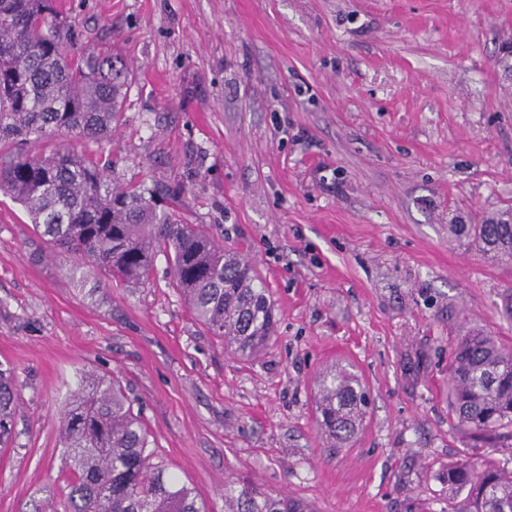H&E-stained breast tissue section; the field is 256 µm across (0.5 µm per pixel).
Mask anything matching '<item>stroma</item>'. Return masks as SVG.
<instances>
[{
	"label": "stroma",
	"instance_id": "stroma-1",
	"mask_svg": "<svg viewBox=\"0 0 512 512\" xmlns=\"http://www.w3.org/2000/svg\"><path fill=\"white\" fill-rule=\"evenodd\" d=\"M131 73L113 178L255 267L268 348L240 360L196 322L164 256L146 285L44 251L0 191V364L21 389L0 512H57L70 472L60 410L90 370L135 398L169 470L224 512V484L316 512H446L461 458L512 457L448 414V362L480 329L512 348V263L448 242L512 223V0H58ZM371 392L327 447L316 378Z\"/></svg>",
	"mask_w": 512,
	"mask_h": 512
}]
</instances>
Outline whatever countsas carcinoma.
<instances>
[{
  "label": "carcinoma",
  "instance_id": "cac0c4a2",
  "mask_svg": "<svg viewBox=\"0 0 512 512\" xmlns=\"http://www.w3.org/2000/svg\"><path fill=\"white\" fill-rule=\"evenodd\" d=\"M55 0H0V190L19 203L52 248L109 279L143 285L155 257H166L173 285L195 320L247 360L269 343L273 304L251 264L191 224L158 212L137 185L117 186L87 151L112 135L129 86L118 58L89 43L67 52ZM45 146L15 148L19 141ZM461 244L512 262V224H452ZM450 413L472 438L512 429V350L482 331L461 337L448 364ZM20 390L0 368V447L10 439ZM318 428L341 448L362 425L369 391L344 370L317 382ZM71 473L63 512H207L195 487L158 456L141 411L120 383L86 372L61 416ZM466 492L449 512H512V469L467 459L443 473ZM224 512H312L308 504L258 487L224 485Z\"/></svg>",
  "mask_w": 512,
  "mask_h": 512
}]
</instances>
